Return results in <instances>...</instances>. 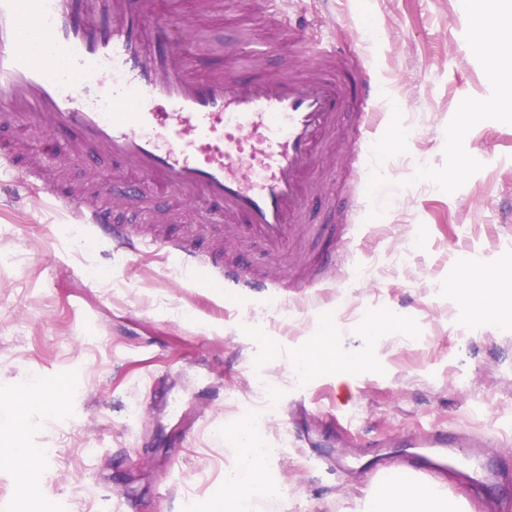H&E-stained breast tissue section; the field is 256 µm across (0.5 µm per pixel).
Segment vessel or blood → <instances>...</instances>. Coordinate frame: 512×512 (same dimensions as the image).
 Wrapping results in <instances>:
<instances>
[{"label": "vessel or blood", "instance_id": "obj_1", "mask_svg": "<svg viewBox=\"0 0 512 512\" xmlns=\"http://www.w3.org/2000/svg\"><path fill=\"white\" fill-rule=\"evenodd\" d=\"M157 0H0V123L15 140L34 135L67 139L79 154L118 161L131 193L150 184L155 195L205 200L212 216L240 225L244 234L278 250L300 234L304 198L315 159L334 137L348 104L368 112L376 95L365 84L348 101L324 69L334 52L319 56L300 76L243 78L261 57L233 59L200 77L208 50L189 55L157 17ZM36 18V29L24 21ZM466 28L494 39L504 17L467 13ZM45 194L74 223L109 231L128 255L176 254L185 273L208 269L228 288L259 291L246 271L221 253L180 242L145 239L115 223L111 207L86 197ZM482 445L480 437L429 426L426 440H406L415 451L403 470L410 478L433 461L421 447L444 450Z\"/></svg>", "mask_w": 512, "mask_h": 512}]
</instances>
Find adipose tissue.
I'll use <instances>...</instances> for the list:
<instances>
[{
	"mask_svg": "<svg viewBox=\"0 0 512 512\" xmlns=\"http://www.w3.org/2000/svg\"><path fill=\"white\" fill-rule=\"evenodd\" d=\"M458 304L468 313L497 321L512 320V289L502 277L476 275L458 286ZM25 414L11 416L6 427L16 450L7 458L18 469L24 487H33L38 474V454L21 446L27 429ZM263 484L262 460L252 444L241 450V465L225 478V492L217 496L213 512H248L252 494ZM365 512H460L458 504L435 487L413 484H379L371 488Z\"/></svg>",
	"mask_w": 512,
	"mask_h": 512,
	"instance_id": "adipose-tissue-1",
	"label": "adipose tissue"
}]
</instances>
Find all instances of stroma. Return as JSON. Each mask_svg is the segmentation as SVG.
Returning a JSON list of instances; mask_svg holds the SVG:
<instances>
[{"mask_svg": "<svg viewBox=\"0 0 512 512\" xmlns=\"http://www.w3.org/2000/svg\"><path fill=\"white\" fill-rule=\"evenodd\" d=\"M202 4L180 0L165 20L182 51L199 29L223 42L210 66L259 51L266 69L285 72L318 43L345 57L336 77L349 94L363 78L377 84L378 131L343 114L331 154L316 162L327 193L302 214L317 230L305 249L346 254L348 270L324 266L309 287L293 273L294 248L234 244L225 224L206 221L208 205L140 190L121 216L133 231L189 235L200 249L223 245L256 276L280 273L262 294L232 292L204 272L186 279L173 258L128 257L1 175L0 404L38 380L66 391L31 399L24 445L39 452L37 485L22 491L0 466V512H212L240 463L231 433L260 406L272 417L256 433L266 454L254 512H363L371 485L358 465L373 456L370 442L393 441L388 469L401 472L396 443L424 422L501 438L487 456L502 469L497 482H429L466 512H512V326L465 314L450 287L473 257L512 272V112L455 132L465 105L493 95L458 0H240L223 15ZM392 125L405 140L387 149ZM53 147L45 177L70 188L92 176L126 195L111 160L90 167L65 141ZM381 316L396 330L368 333ZM327 328L356 360L342 389L336 368L293 366ZM332 409L356 412L357 427L330 423Z\"/></svg>", "mask_w": 512, "mask_h": 512, "instance_id": "stroma-1", "label": "stroma"}]
</instances>
